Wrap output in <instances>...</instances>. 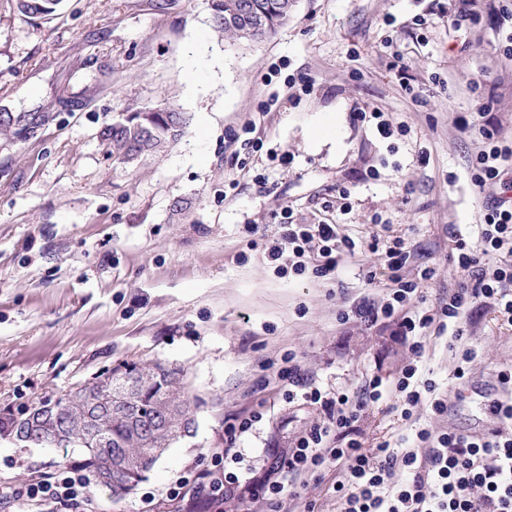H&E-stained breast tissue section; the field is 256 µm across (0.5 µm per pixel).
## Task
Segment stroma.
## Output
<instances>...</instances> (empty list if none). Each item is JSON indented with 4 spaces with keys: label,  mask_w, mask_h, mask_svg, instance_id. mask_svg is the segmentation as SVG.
<instances>
[{
    "label": "stroma",
    "mask_w": 512,
    "mask_h": 512,
    "mask_svg": "<svg viewBox=\"0 0 512 512\" xmlns=\"http://www.w3.org/2000/svg\"><path fill=\"white\" fill-rule=\"evenodd\" d=\"M455 5L296 0L287 27L247 47L213 31L207 0H64L38 24L0 0V108L34 112L61 92L79 97L30 140H0V409L153 362L184 370L197 403L193 436L123 498L95 490L93 512H215L200 498L168 501L167 490L211 472L225 422L258 408L266 417L238 451L245 477H262L321 418L285 401L275 365L287 353L331 393L374 376L393 384L410 361L394 323L338 319L382 296L364 273L382 270L383 253L357 254L331 280L281 278L259 252L244 264L236 256L286 217L332 219L356 240L384 220L412 249L407 274L434 268L428 304L464 281L448 255L452 233L478 234L485 196L471 177L482 138L454 120L487 107L512 142V60L487 0L458 27ZM419 15L426 24H414ZM91 54L92 78L83 67ZM398 54L403 81L390 68ZM165 99L189 116L184 137L136 168L113 169L103 123ZM360 110L390 113L407 131L382 138L354 120ZM343 189L349 211H324ZM465 329L479 350L468 378L454 379L444 335L427 339L419 363L447 414L422 405L405 419L371 406L359 423L365 447L413 446L422 427L486 428L499 374L512 370V326L479 302ZM63 463L62 449L0 439V512H11L8 487ZM335 481L332 470L303 477L281 512H342Z\"/></svg>",
    "instance_id": "1"
}]
</instances>
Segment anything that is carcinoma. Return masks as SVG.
Instances as JSON below:
<instances>
[{"instance_id": "obj_1", "label": "carcinoma", "mask_w": 512, "mask_h": 512, "mask_svg": "<svg viewBox=\"0 0 512 512\" xmlns=\"http://www.w3.org/2000/svg\"><path fill=\"white\" fill-rule=\"evenodd\" d=\"M14 13L29 21L53 14L62 0H11ZM294 0H208L215 31L233 43L252 46L276 36L290 21ZM186 113L172 102L127 109L105 123L100 137L115 168L129 169L165 151L185 133ZM30 123L0 119V138L26 140ZM193 401L180 372L162 363L123 365L112 374L66 394L58 411L43 410L47 429L75 440L78 462L120 498L150 472L163 451L190 433Z\"/></svg>"}]
</instances>
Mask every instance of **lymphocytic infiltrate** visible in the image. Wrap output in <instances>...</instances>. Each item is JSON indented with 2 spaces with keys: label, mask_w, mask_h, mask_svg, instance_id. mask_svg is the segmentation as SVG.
<instances>
[{
  "label": "lymphocytic infiltrate",
  "mask_w": 512,
  "mask_h": 512,
  "mask_svg": "<svg viewBox=\"0 0 512 512\" xmlns=\"http://www.w3.org/2000/svg\"><path fill=\"white\" fill-rule=\"evenodd\" d=\"M459 126L464 131L478 129L483 139L472 162V182L488 199L477 241L460 236L453 240L450 257L467 279L449 289L446 302L432 307L426 304L423 289L434 277L432 267L421 268L411 278L404 275L411 251L399 236L385 243L376 234L359 244L332 223H284L273 238L261 244L249 242L246 250L238 253V261L245 263L251 251L263 250L265 260L282 277L309 274L328 279L335 276L344 258L365 249L384 251L386 264L379 275L385 286L381 300L363 302L353 311L341 312L339 318L371 325L396 319L414 361L405 365L394 386L372 378L359 391L330 396L307 381L295 354H286L279 376L289 384L288 400L320 406L324 418L299 436L263 478L253 481L237 473L241 456L236 446L264 414L255 411L227 424L225 450L214 455L215 472L209 481L195 484L196 491L205 494L215 507L250 497L264 499L275 508L298 477L332 469L336 472L333 490L343 501L344 512H512V399L491 402L490 426L481 434L419 429L418 441L428 446L422 456L410 448H393L387 440L367 448L356 437L365 411L388 397L401 399V415L407 419L421 404L433 414L447 413L448 405L435 383L418 380L415 360L423 356L430 336L450 334L448 348L456 360L454 377L465 379L477 349L468 342L463 319L477 301H492L512 325V200L504 197L512 189V144L498 139L487 127H475L469 119H460ZM379 276L371 271L365 274L370 284ZM10 496L19 512H79L89 502V480L82 467L67 465L51 476L13 488Z\"/></svg>",
  "instance_id": "1"
}]
</instances>
